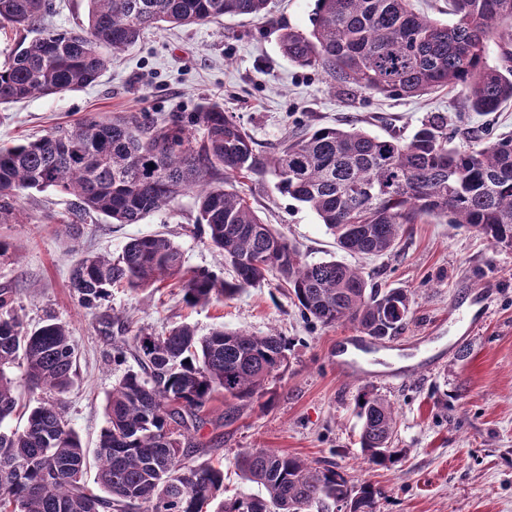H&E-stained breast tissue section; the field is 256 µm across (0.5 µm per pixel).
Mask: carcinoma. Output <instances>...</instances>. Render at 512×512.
I'll return each mask as SVG.
<instances>
[{"label": "carcinoma", "instance_id": "obj_1", "mask_svg": "<svg viewBox=\"0 0 512 512\" xmlns=\"http://www.w3.org/2000/svg\"><path fill=\"white\" fill-rule=\"evenodd\" d=\"M88 24L18 41L0 66V104L75 90L97 81L113 54L149 28L216 22L229 15L268 18V0H88ZM452 20L433 19L413 0H314L312 29L283 28L282 53L297 66L341 85L397 97L457 89L476 112H496L512 100V50L502 66L487 63L489 44L512 26V0H449ZM49 0H0V29L35 27ZM272 169L276 187L308 206L339 247L364 255L391 252L406 224L443 217L512 246V138H481L461 150L448 120L432 115L408 140L375 136L351 125L321 127L288 140L271 157L216 103L186 116L114 115L88 118L11 146H0V224L19 222L26 190L72 196L59 221L76 241L85 218L137 224L146 215L195 193L196 222L235 278L189 270L180 247L164 235L129 241L119 261L83 257L71 288L86 307L112 287L157 288L176 281L190 306L220 301L270 273L289 288L302 312L324 326L349 322L372 338L404 330L412 295L382 290L336 260L305 263L299 252L256 213L228 181ZM275 333L218 325L197 336L188 323L162 335L134 337L129 368L112 388L97 449L102 494L83 484L86 454L55 395L73 384L76 343L68 327L48 319L27 330L16 314L0 316V512H208L224 491V468L192 464V432L205 424L214 395H224V422L262 395L287 359ZM20 365L24 378L9 369ZM37 399H24L23 392ZM360 445L377 466L397 462L391 405L362 391ZM24 426L6 430L13 417ZM243 475L266 496L221 502L217 512H327L351 502L352 512H376L381 491L356 485L331 461L312 465L273 449L245 452Z\"/></svg>", "mask_w": 512, "mask_h": 512}]
</instances>
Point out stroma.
Segmentation results:
<instances>
[{"label": "stroma", "mask_w": 512, "mask_h": 512, "mask_svg": "<svg viewBox=\"0 0 512 512\" xmlns=\"http://www.w3.org/2000/svg\"><path fill=\"white\" fill-rule=\"evenodd\" d=\"M311 0H269L270 21L248 15L215 23L147 31L113 57L94 84L0 105V144L69 128L84 117L115 113L193 112L205 101L223 105L258 149L277 150L291 129L350 121L370 134L410 138L430 113L448 118L454 142L481 135L512 136V101L499 111L468 110L462 94L440 89L420 97L386 98L340 88L303 69L279 45V25L310 30ZM271 172L252 176L243 190L252 207L300 251L303 261L334 259L361 268L369 283L402 288L413 304L405 330L381 344L349 347L353 370L336 368L350 323L326 327L304 316L276 274L237 295L186 305L178 286L113 289L96 310L81 307L71 270L88 252L119 258L131 238L161 234L181 248L191 268L231 279L232 269L196 222L194 193L137 224L88 217L79 243L57 224L68 196L51 190L21 194L20 223L0 224L16 253L0 259V289H11L27 328L46 318L65 324L77 345L74 384L61 395L72 428L95 451L105 427V404L126 367L115 346L138 333L158 335L187 322L199 334L217 325L288 342V359L262 396L232 423L214 399L196 435L194 463L224 468V495L258 496L236 466L238 456L270 448L311 461L330 460L352 482L383 491L376 512H512V248L429 217L409 224L396 249L381 256L341 250L306 205L281 194ZM369 390L396 417L394 447L402 456L382 468L364 458L355 399Z\"/></svg>", "instance_id": "obj_1"}]
</instances>
